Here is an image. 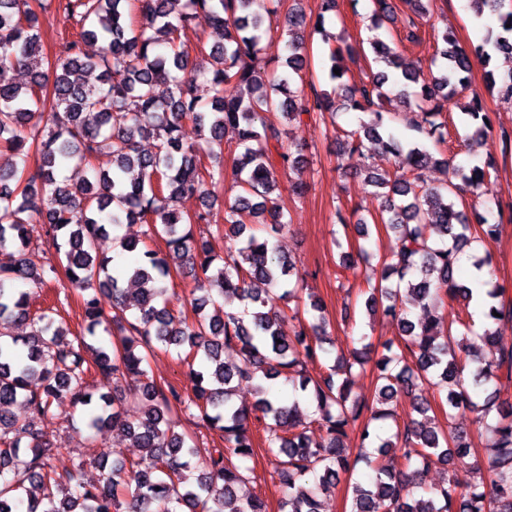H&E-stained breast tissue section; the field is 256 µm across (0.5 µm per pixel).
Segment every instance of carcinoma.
I'll return each instance as SVG.
<instances>
[{"label":"carcinoma","instance_id":"cac0c4a2","mask_svg":"<svg viewBox=\"0 0 512 512\" xmlns=\"http://www.w3.org/2000/svg\"><path fill=\"white\" fill-rule=\"evenodd\" d=\"M265 0H65L63 11L78 27L71 54L49 61L36 11L29 0H0V149L15 158L0 168V512H267L265 501L240 493L255 454L252 421L266 420L264 444L282 488L281 512H320L341 478L364 463L371 473L355 483L348 512H512V402L500 399L512 383V348L499 349L485 361L471 351L468 337L448 347L453 330L442 316L422 322L407 318L408 305L448 300L469 306L473 289L457 281L460 255L474 254L473 268L486 271L479 282L490 300L491 326L480 339L497 343L493 325L512 323V303L491 267L490 247L499 224L468 222L451 196L459 186L426 187L419 171L432 162L451 169V177L478 188L494 162L469 169L437 158L419 145L405 147L387 132L384 102L395 94L410 104L406 88L415 84L419 120L415 131L435 145L446 142L449 100L471 88L473 59L512 57V0H468L483 34L470 47L459 46L453 32L437 34L436 55L443 66L425 75L403 66L396 50L375 34L389 12L375 0L366 43L383 69L369 83L351 87L334 73L341 48L329 51V90L296 85L307 66L304 33L318 29L338 12L339 0H319L315 17L301 6L290 9L277 38L284 42L282 70L267 81L247 65L263 49ZM203 18L215 39L198 45L212 92L210 109L196 95L194 80L181 76L189 53L181 36ZM89 42L99 44L93 55ZM99 72L91 85L86 74ZM23 73L19 82L15 74ZM488 90L512 100V71L487 74ZM367 119L339 140V153H363L365 142L380 145L396 158V174L367 172L370 185L383 190L379 219L396 236L384 257L380 279L369 288L368 317L397 322L398 335L379 343L372 357L369 336L360 347L332 355L324 347L328 321L318 299L304 300L301 277L291 257L281 253L277 235L286 227L277 203L278 170L293 171L303 149L285 148L287 131L269 124L264 113L281 112L286 121L311 114L336 113V95ZM462 120L473 136L489 135V113L474 95L462 107ZM208 132L205 143H186L185 122ZM237 133L233 158V199L224 223L238 242L227 256L214 254L209 241L196 239L192 226L210 224V211L188 215L176 199L203 200L224 191V156L211 152L224 130ZM150 137L156 150L145 152L139 139ZM110 167L93 164L102 153ZM211 160L202 167L203 158ZM75 162L90 176L68 181L61 167ZM40 221L55 261L39 265L29 254L28 225ZM146 226L142 239H119L123 252H136L133 263L99 255L97 240L123 224ZM160 238L183 258L201 295L191 302L194 317L175 319L166 300L172 276ZM82 300L83 332L68 340L69 329L57 311L31 312L34 290L58 273ZM295 303L293 314L307 315L292 336L279 324L285 311L277 303ZM17 322L31 326L27 336L4 329ZM114 340L90 343L98 328ZM160 345L174 350L198 386L193 400L149 379L147 352ZM236 346L240 359L223 358ZM94 355L88 362L85 354ZM324 360L317 378L305 363ZM376 370L372 401L353 392L355 378ZM112 394H94L89 373ZM302 396H270L264 382L280 376ZM254 387L258 398L248 407L234 401L236 385ZM436 390L438 401L429 397ZM70 396L91 428L131 438L137 458L112 464V473L91 489L82 481L87 464L57 472L52 449L43 442L38 421L51 415L53 403ZM141 407L126 416L127 399ZM407 398L415 417L388 436L379 422L394 419V407ZM25 404L30 416L18 419L8 408ZM197 408L207 426L220 433L224 448L216 457L192 464L191 438L176 430L174 413ZM448 428L436 423V412ZM494 436L478 466L472 443L453 426L459 412ZM399 452L405 468L395 469ZM449 465L447 484L426 486L423 475L435 465Z\"/></svg>","mask_w":512,"mask_h":512}]
</instances>
